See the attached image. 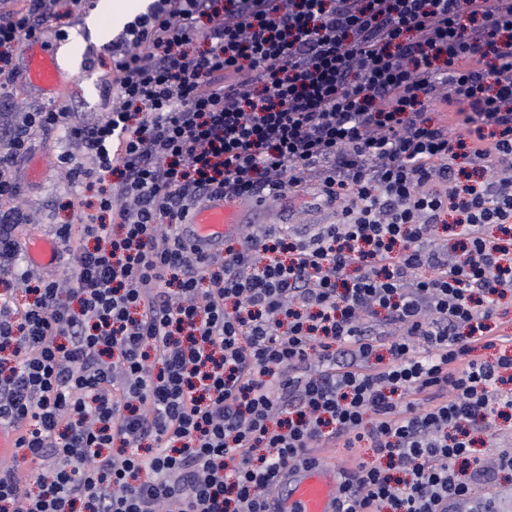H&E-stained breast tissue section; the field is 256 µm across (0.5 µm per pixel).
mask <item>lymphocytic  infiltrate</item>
I'll return each mask as SVG.
<instances>
[{
    "label": "lymphocytic infiltrate",
    "mask_w": 512,
    "mask_h": 512,
    "mask_svg": "<svg viewBox=\"0 0 512 512\" xmlns=\"http://www.w3.org/2000/svg\"><path fill=\"white\" fill-rule=\"evenodd\" d=\"M94 6L0 0V425L53 461L1 464L0 512H268L285 470L365 440L339 512H495L512 448L485 466L473 433L512 415V352L472 353L512 295V0H153L103 47L102 120L21 110L23 45ZM50 132L94 160L57 157L71 277L16 236L12 170ZM306 186L335 223L208 254L178 232Z\"/></svg>",
    "instance_id": "1"
}]
</instances>
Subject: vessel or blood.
I'll use <instances>...</instances> for the list:
<instances>
[{"mask_svg":"<svg viewBox=\"0 0 512 512\" xmlns=\"http://www.w3.org/2000/svg\"><path fill=\"white\" fill-rule=\"evenodd\" d=\"M57 44L38 40L28 43L24 54L23 75L29 85L48 91L55 98L65 97L70 88L57 67ZM240 211L234 204L217 198L203 203L192 218L181 227V236L204 250L223 246L226 236L238 233ZM58 259L56 240L48 235H36L26 247V260L34 267L50 269ZM339 474L335 465L324 462L312 467L289 470L278 481L270 501L272 512H338Z\"/></svg>","mask_w":512,"mask_h":512,"instance_id":"obj_1","label":"vessel or blood"}]
</instances>
